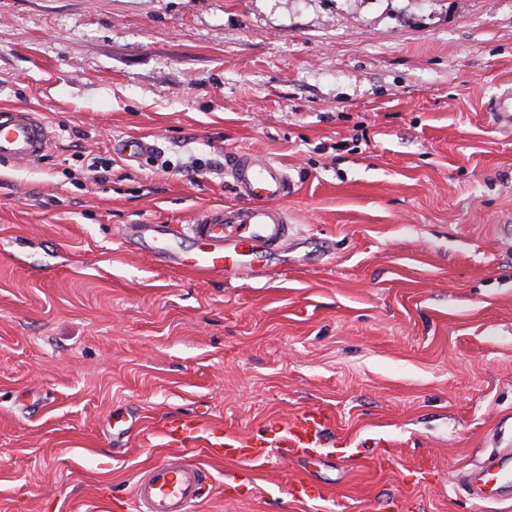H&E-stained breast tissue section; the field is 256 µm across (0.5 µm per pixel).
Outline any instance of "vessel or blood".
Instances as JSON below:
<instances>
[{
	"label": "vessel or blood",
	"mask_w": 512,
	"mask_h": 512,
	"mask_svg": "<svg viewBox=\"0 0 512 512\" xmlns=\"http://www.w3.org/2000/svg\"><path fill=\"white\" fill-rule=\"evenodd\" d=\"M53 131L43 113L28 108L0 109V160L33 162L50 149ZM229 175L239 203L211 207L189 229L170 224H132L125 230L130 245L146 251L165 267L181 268L214 278L264 279L269 257L288 247L289 220L284 201L295 192L286 168L251 152L233 156ZM332 417L327 410L305 412L280 439L281 447L302 458L326 455L324 431ZM169 445L164 457L148 466L137 480L131 512H194L215 480L200 456L231 459L258 468L266 452L254 440L215 424L204 427L198 416L165 424ZM512 488V466L485 472L475 497L498 500L499 489Z\"/></svg>",
	"instance_id": "obj_1"
}]
</instances>
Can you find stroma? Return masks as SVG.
I'll list each match as a JSON object with an SVG mask.
<instances>
[{"label":"stroma","mask_w":512,"mask_h":512,"mask_svg":"<svg viewBox=\"0 0 512 512\" xmlns=\"http://www.w3.org/2000/svg\"><path fill=\"white\" fill-rule=\"evenodd\" d=\"M508 89L512 0H0V107L55 132L0 162V512H127L167 420L315 408L343 452L208 461L197 512H512L461 487L512 444ZM240 151L296 185L270 278L125 245L235 203ZM332 491L324 486L308 485L303 481L297 482L293 480L291 495L299 502H307L309 500H324L331 496Z\"/></svg>","instance_id":"35a3bbf8"}]
</instances>
